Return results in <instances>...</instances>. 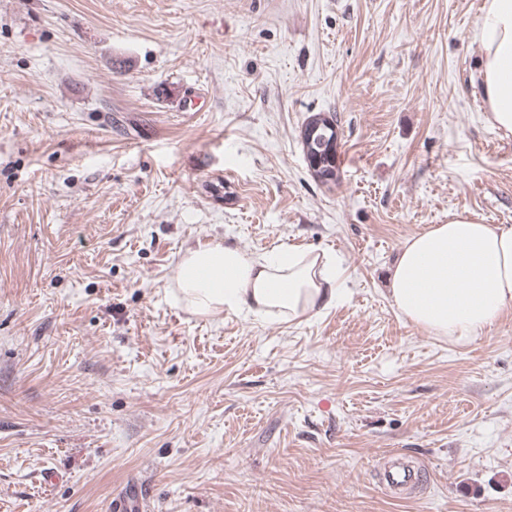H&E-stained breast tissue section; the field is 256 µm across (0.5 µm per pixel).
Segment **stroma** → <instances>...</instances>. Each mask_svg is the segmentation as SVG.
<instances>
[{"label": "stroma", "instance_id": "35a3bbf8", "mask_svg": "<svg viewBox=\"0 0 512 512\" xmlns=\"http://www.w3.org/2000/svg\"><path fill=\"white\" fill-rule=\"evenodd\" d=\"M480 4L0 0V512H512V313L457 344L387 294L412 234L512 225ZM217 241L337 255L343 297L192 314L176 260ZM312 129L314 131L311 139L310 137H306V134ZM339 139V131H338V120L335 115H327L323 112H318L312 115L304 126V130L302 131V145L304 154L306 156L307 152L312 153H321V163L322 166L315 171V173L310 172L313 178L323 185L329 184H337L339 181V176L337 173L336 179V169L338 172V167L336 165V155L337 151L334 150L331 153V150H327V147L332 141ZM323 143H325L326 148H322ZM335 177L332 180V177ZM422 471L410 467L399 456H393L383 470L382 479L389 488L399 489L422 483L425 478Z\"/></svg>", "mask_w": 512, "mask_h": 512}]
</instances>
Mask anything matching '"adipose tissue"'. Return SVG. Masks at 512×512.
<instances>
[{
  "label": "adipose tissue",
  "mask_w": 512,
  "mask_h": 512,
  "mask_svg": "<svg viewBox=\"0 0 512 512\" xmlns=\"http://www.w3.org/2000/svg\"><path fill=\"white\" fill-rule=\"evenodd\" d=\"M473 34L480 63L472 80L503 135L512 134V0H483ZM176 286L186 307L208 315L274 316L292 323L340 298L341 261L299 247L255 254L213 242L180 253ZM399 313L429 335L464 343L512 312V225L449 214L409 237L389 277Z\"/></svg>",
  "instance_id": "obj_1"
}]
</instances>
